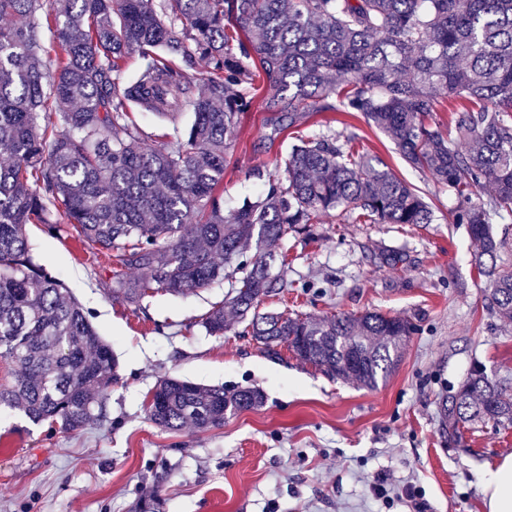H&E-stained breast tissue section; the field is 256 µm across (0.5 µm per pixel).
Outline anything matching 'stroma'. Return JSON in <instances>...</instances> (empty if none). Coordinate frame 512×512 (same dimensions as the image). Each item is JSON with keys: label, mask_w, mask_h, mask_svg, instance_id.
Instances as JSON below:
<instances>
[{"label": "stroma", "mask_w": 512, "mask_h": 512, "mask_svg": "<svg viewBox=\"0 0 512 512\" xmlns=\"http://www.w3.org/2000/svg\"><path fill=\"white\" fill-rule=\"evenodd\" d=\"M261 100L242 114L224 168L225 210L255 195L256 170L282 167L295 136L353 132L431 203V224H345L326 217L314 237L288 238V292L259 309L311 317L379 311L417 326L397 369L372 389L324 375L287 346L267 353L242 325L208 335L202 320L228 292L220 281L184 296L158 290L132 306L111 295L114 261L72 225L26 227L37 262L60 278L111 343L119 379L106 421L67 432L0 411V512H486L478 477L512 455V427L479 426L460 444L439 432L437 402L473 362L512 373V325L485 308L457 200L411 168L392 140L358 114L336 113L274 132ZM402 251L398 267L377 264ZM165 375L208 386L254 387L266 402L223 427L172 433L147 416ZM385 476L387 499L373 492Z\"/></svg>", "instance_id": "1"}]
</instances>
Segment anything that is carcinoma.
I'll return each mask as SVG.
<instances>
[{
  "mask_svg": "<svg viewBox=\"0 0 512 512\" xmlns=\"http://www.w3.org/2000/svg\"><path fill=\"white\" fill-rule=\"evenodd\" d=\"M5 17L26 23L0 25V155L10 159L0 166V358L20 368L0 387L1 409L81 430L106 417L118 379L112 346L34 260L33 220L79 225L82 242L120 266L111 294L128 304L225 280L227 300L203 322L209 335H224L228 308L267 352L285 344L332 378L372 388L397 366L416 331L406 318H299L258 305L284 282L289 233L336 210L349 224H431L432 207L356 150V134L330 131L299 140L283 171L257 173L256 197L224 212V165L259 90L274 130L359 114L452 190L486 307L512 324V268L493 228L512 220V0H0ZM131 53L139 75L122 84ZM197 57L209 61L202 92L184 71ZM440 93L461 101L446 133L433 117ZM184 109L190 127L152 144L131 118L174 125ZM264 404L258 389L165 377L149 417L170 431L210 429ZM438 411L453 441L478 423L512 426V378L475 364Z\"/></svg>",
  "mask_w": 512,
  "mask_h": 512,
  "instance_id": "cac0c4a2",
  "label": "carcinoma"
}]
</instances>
